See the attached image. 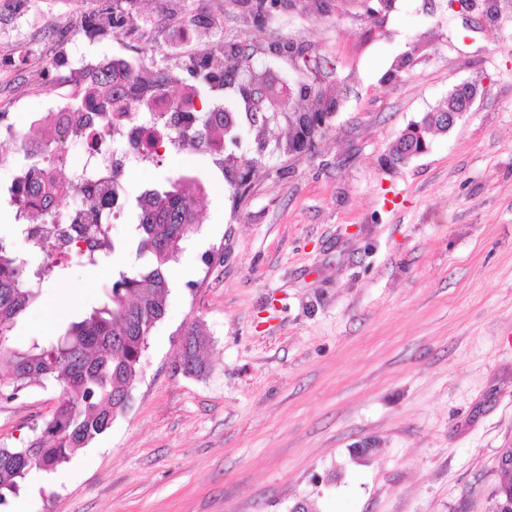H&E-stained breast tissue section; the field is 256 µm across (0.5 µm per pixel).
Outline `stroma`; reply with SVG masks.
Listing matches in <instances>:
<instances>
[{"label":"stroma","mask_w":512,"mask_h":512,"mask_svg":"<svg viewBox=\"0 0 512 512\" xmlns=\"http://www.w3.org/2000/svg\"><path fill=\"white\" fill-rule=\"evenodd\" d=\"M110 2L0 0L1 127L27 130L97 65L162 68L178 94L198 54L271 35L315 49L345 105L311 159L265 156L239 201L209 157L128 172L132 198L198 181L199 229L128 410L56 473L31 472L6 512H493L512 448V0L493 22L483 0H396L374 28L314 0L258 22L225 0H131L129 24L87 38ZM202 8L212 29L194 24ZM463 83L483 91L473 111L388 168L406 126ZM124 261L70 260L14 343L98 305ZM194 322L205 369L187 375ZM60 400L51 385L0 397V448L23 447Z\"/></svg>","instance_id":"stroma-1"}]
</instances>
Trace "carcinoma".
Here are the masks:
<instances>
[{
    "label": "carcinoma",
    "instance_id": "cac0c4a2",
    "mask_svg": "<svg viewBox=\"0 0 512 512\" xmlns=\"http://www.w3.org/2000/svg\"><path fill=\"white\" fill-rule=\"evenodd\" d=\"M278 0H227L238 11L261 15L271 11ZM346 7L359 10L367 22H377L376 13H388L395 0H379L366 5L365 0H343ZM125 22L120 13L106 8L85 21L88 33ZM224 59L231 67L204 53L191 63L189 71L197 82L198 110L196 130L206 129L224 148V173L235 193L245 191V176L262 159L260 149L270 154H288L302 159L314 154L316 143L329 130L331 120L344 107L343 100L325 85H314L309 69L288 70V94L284 95L264 84L254 97L242 94L240 80L258 74L257 58L249 45H224ZM139 80V93H165V77L158 71L152 77L134 69ZM224 90L232 105H216L209 93ZM94 94L100 101L112 100V79L100 74L95 86L77 89L73 97L75 111H83L82 101ZM442 109L426 112L409 124L419 129V136H399L392 145L386 164L394 169L417 155L429 136L437 131ZM286 120L288 137L270 141L263 133L271 125ZM33 134L20 139L27 169L36 171L58 161L59 141L45 134L43 119L36 118ZM256 130L255 148L246 146L245 134ZM70 181L27 184V203L49 201L63 191ZM199 186L180 176L166 179V185L141 194L137 204L141 214L132 225L124 247L130 250L128 263L113 272L108 301L92 309L86 317L68 324L58 336H36L22 347L14 345L11 332L18 318L35 302L38 286L50 280L61 266L43 255L41 249L20 251L0 238V362L9 369L0 373V393L16 395L33 385L57 384L63 399L40 433L22 448H0V507L8 505V497L16 494L20 482L34 469L51 473L69 462L79 449L87 447L97 436L111 428L114 419L125 412L130 403L133 384L140 372L141 357L154 328L166 315L167 296L172 288L169 270L178 261L185 242L197 231L195 193ZM94 211L91 235L78 258L85 264L106 263L116 250L107 215ZM29 223L17 225L20 234L39 242L49 215H28ZM206 337L193 324L185 332L182 354L192 367L187 374L202 371V348Z\"/></svg>",
    "mask_w": 512,
    "mask_h": 512
}]
</instances>
